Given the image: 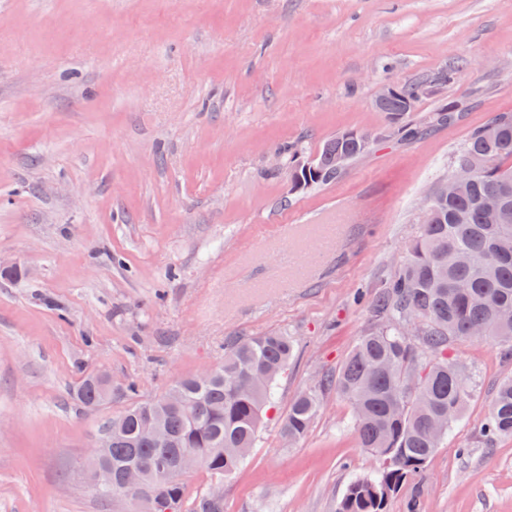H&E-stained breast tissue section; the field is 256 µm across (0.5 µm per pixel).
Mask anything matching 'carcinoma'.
I'll return each mask as SVG.
<instances>
[{"instance_id":"carcinoma-1","label":"carcinoma","mask_w":512,"mask_h":512,"mask_svg":"<svg viewBox=\"0 0 512 512\" xmlns=\"http://www.w3.org/2000/svg\"><path fill=\"white\" fill-rule=\"evenodd\" d=\"M417 84L400 89L381 112L393 124L405 122L406 101ZM363 154L356 138L333 137L317 152V166L300 165L298 151L281 150L301 188L328 184L339 176L336 154ZM456 165L483 161L475 177L450 197L435 199L421 233L406 246L394 278L371 302L375 325L359 337L338 371L321 377L318 391L291 400L283 437L298 441L309 432L320 406L318 393L334 390L350 405L360 446L381 460L374 474L352 481L337 512H387L391 498L410 479L423 474L429 459L463 415L470 398L468 376L448 358L457 337H512V113L495 114L474 128ZM500 209L487 212L486 199ZM294 353L281 333L224 342V360L209 376L174 381L153 400L135 398L130 381L122 392L128 408L112 419L110 447L100 449V467L112 484L95 485L97 496L141 503L145 512H224V501L187 497L182 482L170 483L163 469L187 454L203 460L211 479L236 472L254 448L268 408L275 403L279 377ZM76 401L95 410L109 397L97 374L80 382ZM154 423L172 435L161 445L144 434ZM485 433L512 437V379L492 399ZM140 466L148 484L143 497L121 485L125 467Z\"/></svg>"}]
</instances>
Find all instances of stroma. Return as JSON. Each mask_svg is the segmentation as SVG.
<instances>
[{
	"mask_svg": "<svg viewBox=\"0 0 512 512\" xmlns=\"http://www.w3.org/2000/svg\"><path fill=\"white\" fill-rule=\"evenodd\" d=\"M454 78L442 81L443 70ZM428 81L403 136L381 84ZM452 122L428 125L443 105ZM512 112V0H0V512H126L85 462L106 419L200 373L237 336L297 355L224 512H336L380 461L322 393L285 445L292 398L374 323L370 299L419 235L470 132ZM343 131L376 141L333 182L291 190L276 153ZM463 417L388 512H512V438L482 426L512 342L454 339ZM117 386L94 411L83 373Z\"/></svg>",
	"mask_w": 512,
	"mask_h": 512,
	"instance_id": "35a3bbf8",
	"label": "stroma"
}]
</instances>
